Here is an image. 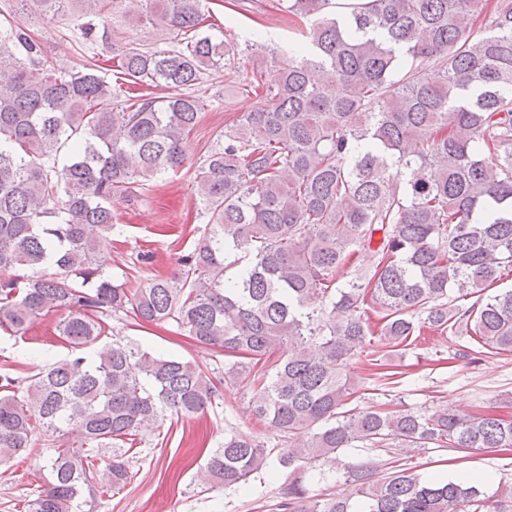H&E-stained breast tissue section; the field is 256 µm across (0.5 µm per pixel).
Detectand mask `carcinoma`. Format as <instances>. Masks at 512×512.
Wrapping results in <instances>:
<instances>
[{
	"label": "carcinoma",
	"mask_w": 512,
	"mask_h": 512,
	"mask_svg": "<svg viewBox=\"0 0 512 512\" xmlns=\"http://www.w3.org/2000/svg\"><path fill=\"white\" fill-rule=\"evenodd\" d=\"M18 2L70 17L85 44L113 22L180 37L171 49L127 44L122 74L171 94L122 100L98 64L59 72L25 29L0 26V328L22 338L55 311L73 352L22 380L0 374V465L53 438L27 512H80L96 481L126 485L125 445L170 414L204 412L228 382L278 443L224 437L206 463L217 485H247L275 453L288 469L279 512H512L500 489L425 481L398 456L343 455L512 450V396L470 413L346 408L360 391L350 366L375 336L390 362L427 326L474 341L463 359L512 353V290L488 293L512 275V0L489 17L488 0H282L310 22L306 40L252 72V110L198 167L207 233L177 276L134 292L98 264L112 198H143L182 169L208 107L203 76L234 47L200 32L205 0ZM356 250L373 265L341 285ZM119 313L173 321L236 361L209 372L101 341ZM321 465L352 494H309L302 474Z\"/></svg>",
	"instance_id": "obj_1"
}]
</instances>
